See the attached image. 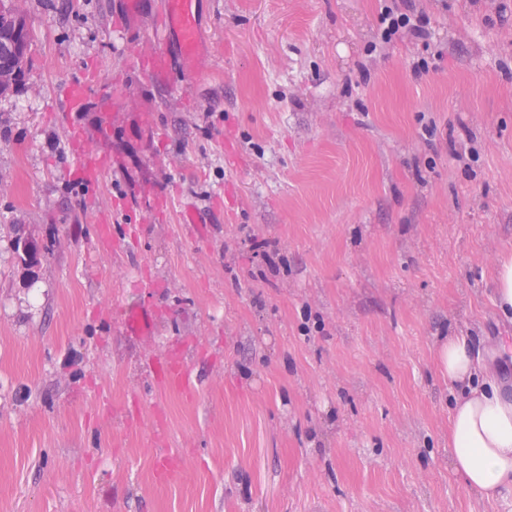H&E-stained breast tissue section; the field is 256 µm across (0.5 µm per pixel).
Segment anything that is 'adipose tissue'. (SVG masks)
I'll return each instance as SVG.
<instances>
[{
	"label": "adipose tissue",
	"instance_id": "obj_1",
	"mask_svg": "<svg viewBox=\"0 0 512 512\" xmlns=\"http://www.w3.org/2000/svg\"><path fill=\"white\" fill-rule=\"evenodd\" d=\"M437 360L441 375L459 388L450 407L455 473L476 495L512 493V395L466 337H448Z\"/></svg>",
	"mask_w": 512,
	"mask_h": 512
}]
</instances>
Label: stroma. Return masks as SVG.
<instances>
[{
    "label": "stroma",
    "mask_w": 512,
    "mask_h": 512,
    "mask_svg": "<svg viewBox=\"0 0 512 512\" xmlns=\"http://www.w3.org/2000/svg\"><path fill=\"white\" fill-rule=\"evenodd\" d=\"M159 2L23 3L28 87L0 97V512H512L455 475L436 369L450 336L512 345L493 301L512 0H415L427 40L387 42L381 0H198L195 69L162 82L142 54ZM73 122L111 162L92 185ZM136 305L149 337L123 325Z\"/></svg>",
    "instance_id": "1"
}]
</instances>
